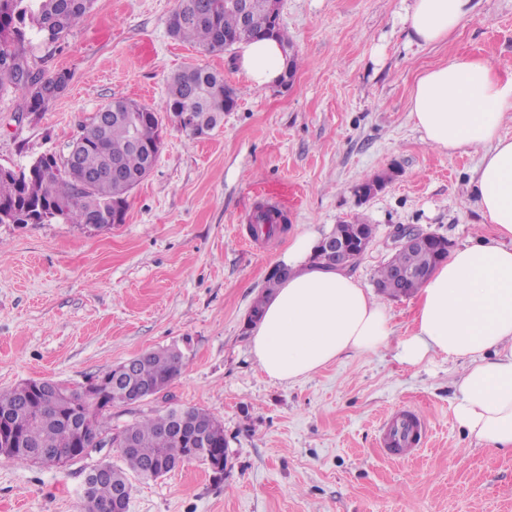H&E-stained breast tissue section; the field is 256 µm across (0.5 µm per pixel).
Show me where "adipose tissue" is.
Returning <instances> with one entry per match:
<instances>
[{"label":"adipose tissue","mask_w":512,"mask_h":512,"mask_svg":"<svg viewBox=\"0 0 512 512\" xmlns=\"http://www.w3.org/2000/svg\"><path fill=\"white\" fill-rule=\"evenodd\" d=\"M471 0H410L404 23L422 44L444 39L468 15ZM246 82H277L285 57L278 41L237 46ZM512 110V77L466 56L417 79L409 116L429 146L481 149L473 194L495 235L451 250L418 295L414 331L398 343L402 362L442 355L462 360L458 424L487 446L512 450V139L499 133ZM317 234H298L280 257L291 274L265 301L251 349L267 377L295 381L341 356L387 346L386 306L347 270L313 261Z\"/></svg>","instance_id":"ef3b65f1"}]
</instances>
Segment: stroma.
<instances>
[{
	"instance_id": "1",
	"label": "stroma",
	"mask_w": 512,
	"mask_h": 512,
	"mask_svg": "<svg viewBox=\"0 0 512 512\" xmlns=\"http://www.w3.org/2000/svg\"><path fill=\"white\" fill-rule=\"evenodd\" d=\"M446 39L409 41L403 0H282L279 22L297 56L288 89L254 88L236 49L202 52L173 38L177 0H95L62 51L27 56L70 74L44 112L0 98V164L59 151L116 97L157 112L163 145L130 194L124 223L0 224V388L29 380L79 386L145 351L178 347L183 369L166 395L112 410V425L168 405L224 423L227 464L191 460L133 480L129 512H512V451L478 443L454 416L463 363H401L416 295L382 296L393 346L355 354L294 382L270 380L251 352L247 318L296 234L374 225L353 272L374 289L397 227L453 247L492 233L471 192L478 153L435 149L409 118L418 76L467 56L512 76V0H474ZM189 65L223 72L235 109L205 136L175 126L167 83ZM383 187L360 199L373 178ZM287 206L288 229L256 238L257 205ZM402 406L428 421L410 458L384 456V419ZM113 449L63 467L0 456V512H81L92 468Z\"/></svg>"
}]
</instances>
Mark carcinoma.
Masks as SVG:
<instances>
[{"label":"carcinoma","mask_w":512,"mask_h":512,"mask_svg":"<svg viewBox=\"0 0 512 512\" xmlns=\"http://www.w3.org/2000/svg\"><path fill=\"white\" fill-rule=\"evenodd\" d=\"M94 0H0V97L13 92L23 95L26 110L43 112L66 90L70 76L65 71L49 72L31 64L25 51L26 28L31 27L45 44L59 48L71 30L86 21ZM169 32L178 39L195 43L205 52L226 50L240 42L265 38L271 32L291 47L284 32L276 26L264 0H252L242 14L231 0H179L170 15ZM237 92L224 82L220 72L191 66L175 74L167 86V111L185 112L190 118L181 128L214 130L232 110ZM108 120L97 118L83 127L72 142L75 158L68 164L61 153H45L25 165L6 167L0 174V224H122L131 189L128 181L145 179L147 157L129 148L130 131L110 120L112 105L102 108ZM133 111L140 119L136 132L144 149L157 155L161 149L159 117L137 104ZM119 166L120 173L102 172ZM95 175L91 188L83 182ZM422 243L398 250L392 260L377 272L375 283L390 280L392 270L401 266L414 271L401 292L407 296L421 288L443 258L435 255L431 235L422 233ZM183 365V354L167 348L148 352L133 375L120 378L100 400L83 387L58 389L62 401L54 409L42 403L30 380L10 390L0 391V416L7 414L15 423L14 450L6 457L21 463L50 465L42 455L45 448H102L108 443L131 441V449L119 453L122 464L95 465L83 490L82 512L90 504L108 512H129L130 475L157 479L185 461L207 462L208 457L225 454L224 425L210 412L199 409L169 408L112 430L110 409L128 405L125 391L137 385H151L156 393L167 391Z\"/></svg>","instance_id":"obj_1"}]
</instances>
